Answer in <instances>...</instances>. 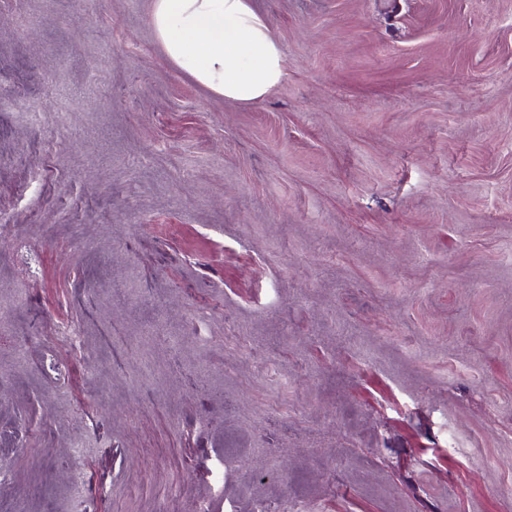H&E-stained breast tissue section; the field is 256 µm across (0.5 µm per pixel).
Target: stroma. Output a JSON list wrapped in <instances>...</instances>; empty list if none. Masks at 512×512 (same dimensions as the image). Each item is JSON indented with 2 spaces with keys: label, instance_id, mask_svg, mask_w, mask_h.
Here are the masks:
<instances>
[{
  "label": "stroma",
  "instance_id": "stroma-1",
  "mask_svg": "<svg viewBox=\"0 0 512 512\" xmlns=\"http://www.w3.org/2000/svg\"><path fill=\"white\" fill-rule=\"evenodd\" d=\"M251 2L0 0V512H512V0ZM150 23L167 58L226 99L258 100L285 77L282 46L249 0H153Z\"/></svg>",
  "mask_w": 512,
  "mask_h": 512
}]
</instances>
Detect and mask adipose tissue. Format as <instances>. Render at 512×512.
<instances>
[{"mask_svg":"<svg viewBox=\"0 0 512 512\" xmlns=\"http://www.w3.org/2000/svg\"><path fill=\"white\" fill-rule=\"evenodd\" d=\"M150 23L167 58L226 99L258 100L285 76L282 46L250 0H153Z\"/></svg>","mask_w":512,"mask_h":512,"instance_id":"1","label":"adipose tissue"}]
</instances>
